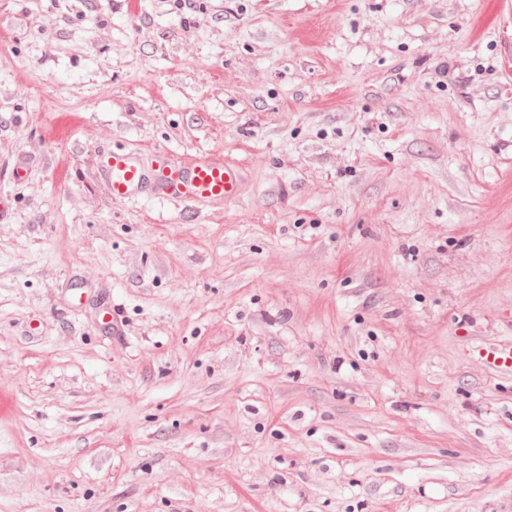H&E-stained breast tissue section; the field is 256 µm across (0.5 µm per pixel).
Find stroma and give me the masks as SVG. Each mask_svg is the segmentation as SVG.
<instances>
[{
	"mask_svg": "<svg viewBox=\"0 0 512 512\" xmlns=\"http://www.w3.org/2000/svg\"><path fill=\"white\" fill-rule=\"evenodd\" d=\"M0 196V512L512 498V0H0ZM99 179L115 198L146 193L151 198L195 202L238 197L242 173L222 162L178 164L162 155L151 164L134 152L113 151L98 169ZM504 323L508 329L506 336L479 340L472 345L471 353L488 369L499 374L512 375V321L507 319Z\"/></svg>",
	"mask_w": 512,
	"mask_h": 512,
	"instance_id": "stroma-1",
	"label": "stroma"
}]
</instances>
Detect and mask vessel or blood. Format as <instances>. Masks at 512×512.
<instances>
[{"mask_svg":"<svg viewBox=\"0 0 512 512\" xmlns=\"http://www.w3.org/2000/svg\"><path fill=\"white\" fill-rule=\"evenodd\" d=\"M99 179L113 197L147 194L152 198L195 202L230 201L240 192L242 174L236 167L209 160L178 164L159 155L153 161L134 152H112L98 169ZM472 355L488 369L512 375V336L477 341Z\"/></svg>","mask_w":512,"mask_h":512,"instance_id":"1","label":"vessel or blood"}]
</instances>
